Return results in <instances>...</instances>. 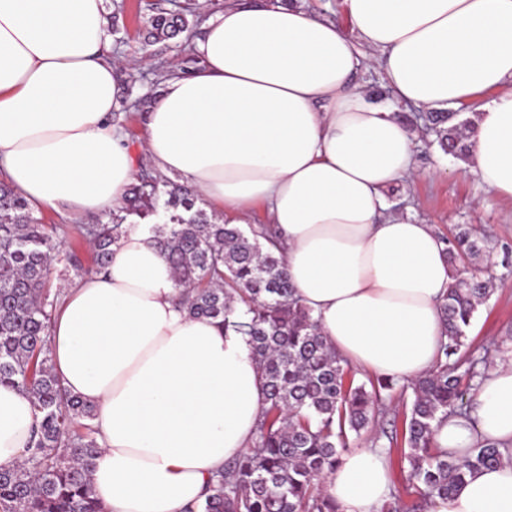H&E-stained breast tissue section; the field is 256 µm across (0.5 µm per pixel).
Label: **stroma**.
Wrapping results in <instances>:
<instances>
[{
	"mask_svg": "<svg viewBox=\"0 0 512 512\" xmlns=\"http://www.w3.org/2000/svg\"><path fill=\"white\" fill-rule=\"evenodd\" d=\"M112 56L118 60L122 109L117 117L137 157H144L143 116L163 78L188 72L197 63L190 34L198 32L206 18L198 0H105ZM189 9L188 36L144 41L148 20L156 11ZM418 179H407L390 188L387 201L392 212L411 215L433 224L446 237L465 225L489 240L492 253L470 262V269L493 278L494 293L480 306L467 333L461 353L479 360L512 351V269L502 264L505 248H512V202L487 192L473 175L457 171L455 160L439 149L415 143ZM57 241L61 252L49 275V298L59 300L78 277L67 256L76 253L83 266H91L93 254L76 225L50 210L38 213Z\"/></svg>",
	"mask_w": 512,
	"mask_h": 512,
	"instance_id": "stroma-1",
	"label": "stroma"
}]
</instances>
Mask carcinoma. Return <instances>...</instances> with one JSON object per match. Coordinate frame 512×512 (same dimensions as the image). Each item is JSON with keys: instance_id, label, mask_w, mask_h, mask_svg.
<instances>
[{"instance_id": "obj_1", "label": "carcinoma", "mask_w": 512, "mask_h": 512, "mask_svg": "<svg viewBox=\"0 0 512 512\" xmlns=\"http://www.w3.org/2000/svg\"><path fill=\"white\" fill-rule=\"evenodd\" d=\"M151 27L153 38L169 39L187 31L188 20L183 13L158 12ZM477 119L476 112L463 119L458 112L429 113L433 143L467 161ZM162 193L167 200L161 208ZM197 200L191 189L144 174L141 184L127 192L122 211L140 219L164 211L165 222L149 230L177 282L189 287L188 314L249 336L265 381L269 406L253 446L217 473L202 512H337L320 480L335 471L348 433L358 435L375 424L382 392L398 386L413 393L403 443L407 481L416 499L408 506L394 492L383 512H427L434 495H447L469 474L512 459L511 450L497 446L458 458L432 446L433 423L462 409L463 376L483 374L459 353L479 306L495 290L492 281L451 271L441 305L447 342L429 374L402 385L389 377L356 384L349 377L350 364L328 346L312 311L293 298L274 239L262 230L248 233L237 224L213 221ZM120 221L114 216L108 223L78 228L93 246V270L109 264L111 246L124 232ZM445 243L452 262L488 252L487 239L465 229ZM59 250L41 219L1 180L0 385L27 392L37 416L24 461L0 469V512H103L90 478L99 449L91 424L95 410L62 387L48 344L51 311L45 284ZM236 302L245 310L234 321Z\"/></svg>"}]
</instances>
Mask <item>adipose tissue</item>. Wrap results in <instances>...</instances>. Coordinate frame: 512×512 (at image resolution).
I'll use <instances>...</instances> for the list:
<instances>
[{
    "instance_id": "ef3b65f1",
    "label": "adipose tissue",
    "mask_w": 512,
    "mask_h": 512,
    "mask_svg": "<svg viewBox=\"0 0 512 512\" xmlns=\"http://www.w3.org/2000/svg\"><path fill=\"white\" fill-rule=\"evenodd\" d=\"M105 0H0V179L34 209L119 212L138 173L120 109ZM343 31L296 0H226L191 42L199 64L166 77L143 131L146 159L248 223L276 224L296 298L329 347L363 371L411 381L433 369L446 326V245L393 214L385 192L414 175L410 106L478 101L463 173L512 201V0H344ZM377 68L387 95L361 79ZM142 224L106 270L67 288L50 323L54 372L95 409L91 467L106 512H185L252 446L267 405L246 336L193 318ZM31 397L0 385V467L33 436ZM432 444L456 457L512 447V353ZM322 490L338 512H381V449L343 452ZM428 512H512V461L483 468Z\"/></svg>"
}]
</instances>
